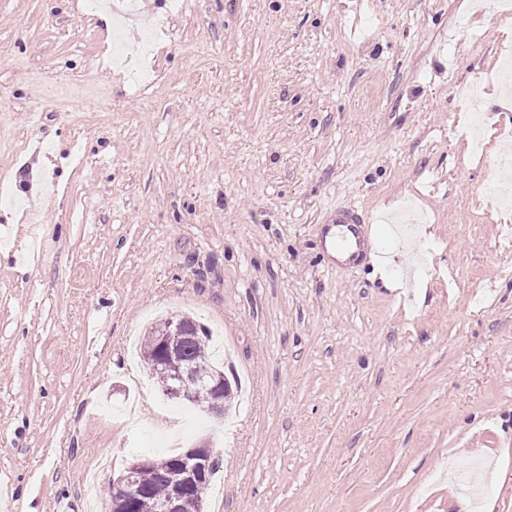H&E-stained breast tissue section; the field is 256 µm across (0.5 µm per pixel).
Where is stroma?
I'll list each match as a JSON object with an SVG mask.
<instances>
[{
	"instance_id": "35a3bbf8",
	"label": "stroma",
	"mask_w": 512,
	"mask_h": 512,
	"mask_svg": "<svg viewBox=\"0 0 512 512\" xmlns=\"http://www.w3.org/2000/svg\"><path fill=\"white\" fill-rule=\"evenodd\" d=\"M507 38L471 0H0V512H108L165 446L117 419L164 313L248 380L232 434L181 409L222 512H512V100L484 155L457 124ZM329 224H349L351 225V228L348 231L353 238L355 239V246L356 250L350 251L349 253V261L347 263H355L358 261L360 257L359 249L361 245L363 248L366 245V248H368L369 244L363 240L361 242L358 230L359 225L366 224V221L359 217V215L352 209H339L336 210V217L332 219V222ZM359 245V246H358Z\"/></svg>"
}]
</instances>
